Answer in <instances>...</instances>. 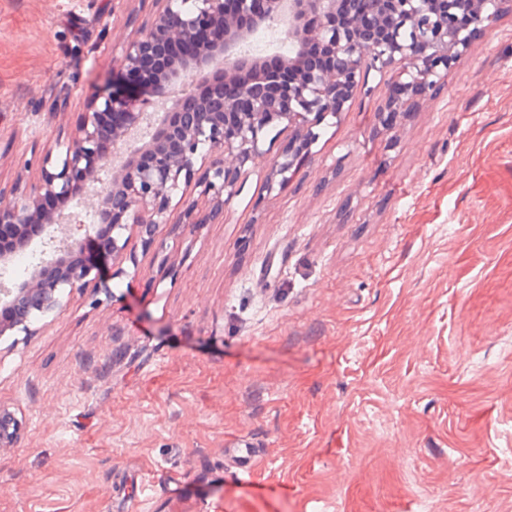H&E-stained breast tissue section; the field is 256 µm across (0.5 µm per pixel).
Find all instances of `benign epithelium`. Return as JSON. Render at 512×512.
Returning <instances> with one entry per match:
<instances>
[{"label":"benign epithelium","instance_id":"7a95c632","mask_svg":"<svg viewBox=\"0 0 512 512\" xmlns=\"http://www.w3.org/2000/svg\"><path fill=\"white\" fill-rule=\"evenodd\" d=\"M152 0V20L128 40L118 57L126 76L140 68L147 50L163 41L179 54L158 66L150 85L127 83L90 97L74 132L56 142L42 159L30 189L0 198V263L35 243L63 247L43 252L28 278L5 286L0 274V340L27 330L61 306L60 289L81 286L96 266L70 255L91 238L105 237L109 255L123 250L115 231L134 224L147 244L162 224L171 223V203L179 187L193 185L222 200L262 155L260 142L275 122L307 124L306 134L272 160L288 179L316 137L312 127L340 110L358 84L365 63L397 67L410 76L387 108L399 112L404 96L431 85L451 51L466 42L458 23L465 13L477 26L490 22L499 0ZM251 17L241 28L239 16ZM297 48L277 55L282 69L297 63L313 40L331 53L328 68L290 73L277 93L266 92L262 57L245 45L275 20ZM202 165L205 170L196 168ZM110 173L108 182L100 174ZM71 211L96 214L97 223H65ZM18 421L0 413V445L13 442Z\"/></svg>","mask_w":512,"mask_h":512}]
</instances>
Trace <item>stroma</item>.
I'll return each instance as SVG.
<instances>
[{
    "instance_id": "stroma-1",
    "label": "stroma",
    "mask_w": 512,
    "mask_h": 512,
    "mask_svg": "<svg viewBox=\"0 0 512 512\" xmlns=\"http://www.w3.org/2000/svg\"><path fill=\"white\" fill-rule=\"evenodd\" d=\"M150 0H0V196L75 129ZM365 66L224 201L0 341V512H512V12L386 121ZM58 111H50L51 103ZM265 454L249 478L225 450ZM177 495L165 496L167 477Z\"/></svg>"
}]
</instances>
